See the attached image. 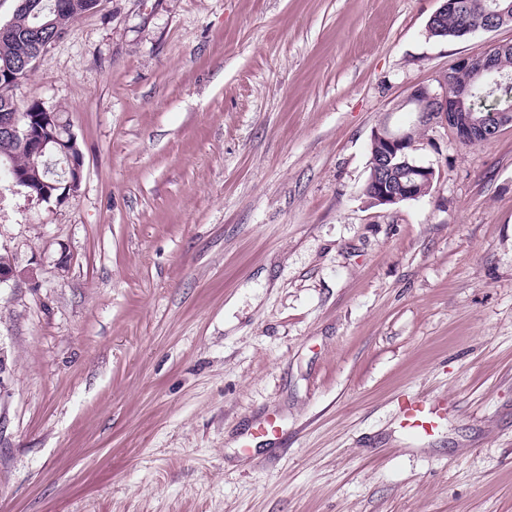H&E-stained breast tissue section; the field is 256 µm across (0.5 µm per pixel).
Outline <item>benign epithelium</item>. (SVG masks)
Segmentation results:
<instances>
[{
	"instance_id": "obj_1",
	"label": "benign epithelium",
	"mask_w": 512,
	"mask_h": 512,
	"mask_svg": "<svg viewBox=\"0 0 512 512\" xmlns=\"http://www.w3.org/2000/svg\"><path fill=\"white\" fill-rule=\"evenodd\" d=\"M495 9L492 13L501 19V23L493 25L498 29L509 25L512 21V0L503 4V0H493ZM464 7L463 0H440L439 8L430 17L435 22L448 15H456ZM512 49L508 44H498L480 57L464 56L445 72L436 77L437 86L428 84L417 85L409 92L406 102L414 103L418 99L427 98L434 103L435 112L425 115L416 113L415 123L427 125L440 124L447 127L455 138L466 145H482L492 139L499 129L512 124V113L503 112L496 117V122L489 123L481 117H477L470 110L471 86L481 82L499 71V59L501 55ZM25 72V66L21 64H5L0 67V86L13 88L18 85ZM466 80L459 81L461 76ZM55 123V116L51 112H42L37 116H29L27 113L3 112L0 114V130L7 133H22V141L29 144L40 153L53 155L59 153L64 156L67 165L64 166L66 177L63 184H55V187H64V194L70 195L78 191L83 173V155L77 146V138L69 134L68 138L61 140L57 137L44 139V128ZM407 131L394 130L388 122L381 123L372 134V137L384 141L388 146V152L381 161L383 177L376 183L375 194L386 202L394 203L404 198H416L419 196L418 183L415 178L430 179L435 175L432 167L423 163L412 164L408 169V180L400 183V189H393L392 178L395 169L400 166L396 162L398 153L406 140Z\"/></svg>"
}]
</instances>
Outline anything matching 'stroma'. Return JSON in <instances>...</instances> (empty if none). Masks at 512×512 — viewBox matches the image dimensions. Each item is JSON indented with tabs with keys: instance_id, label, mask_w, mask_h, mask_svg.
<instances>
[{
	"instance_id": "1",
	"label": "stroma",
	"mask_w": 512,
	"mask_h": 512,
	"mask_svg": "<svg viewBox=\"0 0 512 512\" xmlns=\"http://www.w3.org/2000/svg\"><path fill=\"white\" fill-rule=\"evenodd\" d=\"M439 5L101 0L14 88L84 170L0 189L37 274L0 288V512H512V124L363 194L409 91L512 43L429 37ZM406 397L446 405L424 441ZM402 129L394 130L390 127L388 122H383L373 131L372 134V137L383 140L388 146V152L381 161V167L384 175L381 180L376 183L375 188V194L385 203H394L404 198H417L419 194L420 197H424L430 194L434 186V181L422 184L418 193V183L415 181L414 177L432 179L433 175H435V171L432 167L426 166L423 163H413L408 169V180L407 178H402L403 181L407 180V182L403 183L400 181L399 191H394L391 179L396 175L395 169L402 165L395 160L398 157V153L401 152L402 146L407 138V131L410 133L408 137L409 143L406 147V152L409 158L413 160L416 159L415 153L421 149L418 146L421 145L420 140L422 136V127L408 125Z\"/></svg>"
}]
</instances>
